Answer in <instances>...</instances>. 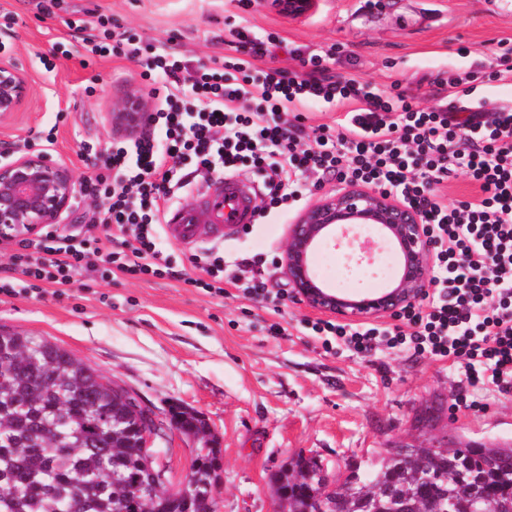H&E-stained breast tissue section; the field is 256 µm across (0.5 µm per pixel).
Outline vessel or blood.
<instances>
[{
  "label": "vessel or blood",
  "mask_w": 512,
  "mask_h": 512,
  "mask_svg": "<svg viewBox=\"0 0 512 512\" xmlns=\"http://www.w3.org/2000/svg\"><path fill=\"white\" fill-rule=\"evenodd\" d=\"M256 219L253 185L243 178L221 177L205 185L198 204L171 211L165 218L164 229L179 244L194 243L205 234L220 242Z\"/></svg>",
  "instance_id": "b4317fda"
}]
</instances>
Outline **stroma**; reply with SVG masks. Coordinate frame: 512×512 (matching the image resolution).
Segmentation results:
<instances>
[{
  "label": "stroma",
  "mask_w": 512,
  "mask_h": 512,
  "mask_svg": "<svg viewBox=\"0 0 512 512\" xmlns=\"http://www.w3.org/2000/svg\"><path fill=\"white\" fill-rule=\"evenodd\" d=\"M273 32L263 68H298L299 57L333 54L336 74L387 90L399 84L423 108L451 72L499 70L512 50V0H318L289 17L271 0H0V41L32 86L23 111L0 124V151L30 140L64 162L76 179L97 174L84 145L104 149L117 136L105 119L132 88L150 93L140 63L80 54L83 37L130 31L161 41L190 64L228 53L235 28ZM68 52L53 70L42 59L54 42ZM294 212L225 238L224 267L257 253L281 256ZM171 273L162 278L76 276L62 291L0 294V329L46 338L128 389L167 419L170 406L196 412L221 450L214 512H276L270 477L297 456L330 475L387 448L433 436L462 444L512 441V392L472 385L447 362L406 350L363 356L328 350L306 335L321 314L295 299L211 296L191 286L205 244L163 239ZM431 422H423L425 411ZM171 488L190 474L196 439L171 427Z\"/></svg>",
  "instance_id": "35a3bbf8"
}]
</instances>
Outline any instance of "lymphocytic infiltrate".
Returning a JSON list of instances; mask_svg holds the SVG:
<instances>
[{
	"mask_svg": "<svg viewBox=\"0 0 512 512\" xmlns=\"http://www.w3.org/2000/svg\"><path fill=\"white\" fill-rule=\"evenodd\" d=\"M235 38L233 53L196 66L163 42L145 45L123 33L111 45L84 38L91 54L121 55L153 72L160 105L150 129L105 148L104 174L80 185L82 196L101 203L103 234L40 230L14 239L11 263L27 290L63 288L84 272L164 276L162 207L179 198L191 173L252 169L265 182L261 218L300 202L325 177L358 181L421 210L435 245L432 292L425 305L398 312L395 324L317 320L306 324L310 335L368 355L406 346L452 361L469 383L512 390V106L462 107L475 89L452 74V97L422 111L405 92L333 74L326 55L310 56L305 73L257 68L266 41L246 27ZM314 100L346 112L335 125L306 127L303 108ZM457 173L475 184V195L449 205L432 198L433 186ZM201 262L206 275L194 287L220 294L239 284L245 295L268 297L262 255L237 261L243 282L225 278L219 253Z\"/></svg>",
	"mask_w": 512,
	"mask_h": 512,
	"instance_id": "lymphocytic-infiltrate-1",
	"label": "lymphocytic infiltrate"
}]
</instances>
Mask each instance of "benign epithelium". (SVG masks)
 <instances>
[{"mask_svg": "<svg viewBox=\"0 0 512 512\" xmlns=\"http://www.w3.org/2000/svg\"><path fill=\"white\" fill-rule=\"evenodd\" d=\"M281 10L293 17L315 7L316 0H277ZM30 92L28 74L11 59L0 58V123L25 105ZM150 107L136 91L111 104L106 120L115 131L128 136L142 133L148 124ZM79 183L69 167L44 152L29 149L0 163V238L24 237L45 224H57L73 207ZM354 224H369L374 236L360 243L349 237ZM349 239L348 259L372 265L379 243L395 246L401 262L397 279L387 287L363 293L353 300L323 283L313 257L328 237ZM433 244L418 209L393 194L358 182H347L303 209L288 226V238L280 260V274L294 296L309 307L339 320L355 322L400 312L426 296L430 287ZM132 408L139 412L140 447L153 450L161 485H167L166 452L153 447L158 432L154 409L131 396ZM336 480L325 479L309 491L313 512H332L331 496ZM471 512H512V496L504 499L477 497Z\"/></svg>", "mask_w": 512, "mask_h": 512, "instance_id": "benign-epithelium-1", "label": "benign epithelium"}]
</instances>
